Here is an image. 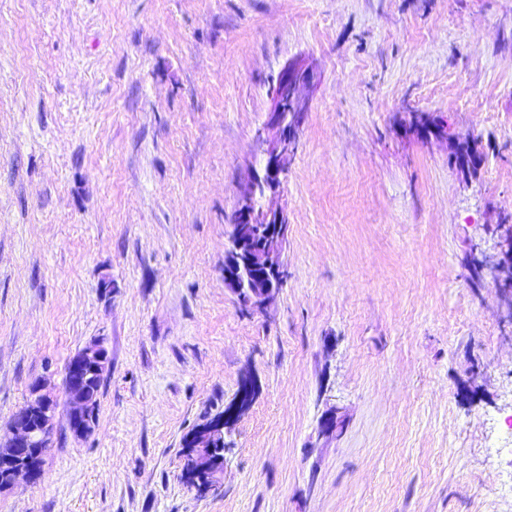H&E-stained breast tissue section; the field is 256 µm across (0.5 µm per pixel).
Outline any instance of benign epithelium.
<instances>
[{"label": "benign epithelium", "instance_id": "benign-epithelium-1", "mask_svg": "<svg viewBox=\"0 0 512 512\" xmlns=\"http://www.w3.org/2000/svg\"><path fill=\"white\" fill-rule=\"evenodd\" d=\"M308 75L289 67L278 74L273 88L274 111L268 127L275 131L265 140L261 171L254 176L244 193L230 224L228 243L224 250V284L253 309H262L281 288L284 263L281 246L288 232V219L281 211L259 207L256 201L268 193L277 192L287 172L288 155L292 151L305 105L298 95L301 82ZM479 155L473 147L464 146L454 155L455 166L464 173L475 168ZM499 253L494 269L505 275L502 282L512 284V227H498ZM107 352L98 343L72 356L66 366V411L70 431L85 437L95 428L91 389L104 380ZM257 394L255 383L247 379L235 399L224 412L206 421L199 428L193 447L190 475L200 480L197 492L208 493L217 474L223 472L225 452L213 440L224 436L250 408ZM56 417V402L45 384L30 386L29 398L12 415L9 434L0 437V468L5 481L0 489L13 488L21 483H37L43 475L45 458L51 451V438Z\"/></svg>", "mask_w": 512, "mask_h": 512}]
</instances>
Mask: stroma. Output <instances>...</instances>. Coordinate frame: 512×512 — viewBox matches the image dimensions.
<instances>
[{"label":"stroma","mask_w":512,"mask_h":512,"mask_svg":"<svg viewBox=\"0 0 512 512\" xmlns=\"http://www.w3.org/2000/svg\"><path fill=\"white\" fill-rule=\"evenodd\" d=\"M291 64L287 276L246 312L224 248ZM506 221L512 0H0V429L36 380L57 403L0 512H512V298L472 271ZM96 341L77 438L65 370ZM246 378L197 495L183 439ZM107 352L99 344H92L72 356L66 366L65 391L68 397L66 411L70 431L76 437H85L95 428L91 389L104 380Z\"/></svg>","instance_id":"stroma-1"}]
</instances>
